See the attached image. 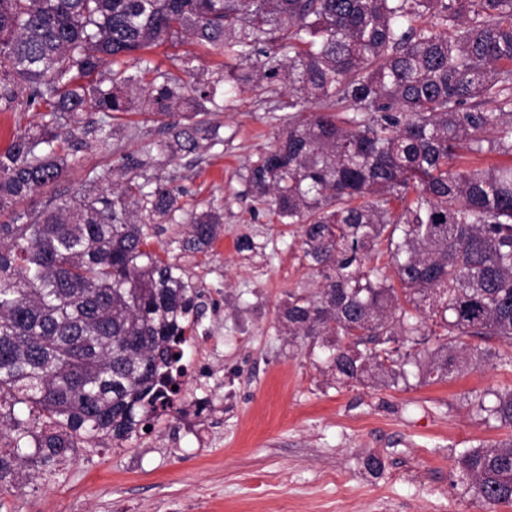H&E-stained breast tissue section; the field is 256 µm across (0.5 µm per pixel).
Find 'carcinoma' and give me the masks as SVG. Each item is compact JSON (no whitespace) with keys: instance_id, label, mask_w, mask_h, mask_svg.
Wrapping results in <instances>:
<instances>
[{"instance_id":"obj_1","label":"carcinoma","mask_w":512,"mask_h":512,"mask_svg":"<svg viewBox=\"0 0 512 512\" xmlns=\"http://www.w3.org/2000/svg\"><path fill=\"white\" fill-rule=\"evenodd\" d=\"M169 39L264 57L260 78L302 107L245 182L300 226L322 285L288 294L281 318L329 339L336 382L443 379L473 366L465 337L512 345V0H0V100L39 109L0 152L1 494L95 439L122 446L180 399L204 291L149 240L181 219L182 249L203 251L222 214L179 217L167 185L114 168L89 178L120 176L109 193L17 208L68 168L60 143L85 124L108 143L137 103L196 151L223 78L189 89L144 57ZM490 394L477 410L512 428V387ZM456 465L477 498L512 503V433Z\"/></svg>"}]
</instances>
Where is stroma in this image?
<instances>
[{"instance_id": "1", "label": "stroma", "mask_w": 512, "mask_h": 512, "mask_svg": "<svg viewBox=\"0 0 512 512\" xmlns=\"http://www.w3.org/2000/svg\"><path fill=\"white\" fill-rule=\"evenodd\" d=\"M147 55L176 75L187 58L198 79L225 72L199 45L169 41ZM224 88V109L207 115L198 149L154 153L147 170L185 210L212 206L223 216L205 252L180 249L181 224L159 225L150 240L205 292L183 401L123 447L79 449L59 474L1 497L0 512H512L477 499L455 467L463 449L512 432L475 408L485 392L512 386V372L484 363L426 383L342 386L326 371L320 339L293 338L279 323L289 293L314 292L321 279L297 227L253 211L244 175L274 144L290 98L276 80ZM84 139L62 177L24 208L82 196L89 171L135 161L143 143L171 135L165 118L136 111L119 119L108 147L95 133ZM370 455L380 471L366 469Z\"/></svg>"}]
</instances>
